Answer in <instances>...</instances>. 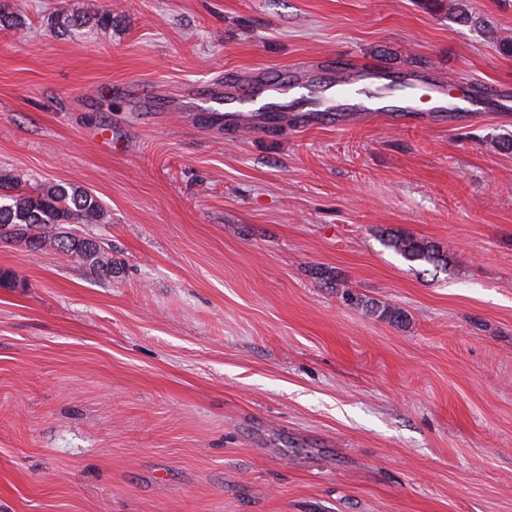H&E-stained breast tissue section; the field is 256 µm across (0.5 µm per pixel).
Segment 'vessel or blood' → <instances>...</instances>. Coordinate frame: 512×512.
I'll use <instances>...</instances> for the list:
<instances>
[{
    "mask_svg": "<svg viewBox=\"0 0 512 512\" xmlns=\"http://www.w3.org/2000/svg\"><path fill=\"white\" fill-rule=\"evenodd\" d=\"M320 90L302 92L293 77L268 76L252 85L225 86L208 114L210 121L230 129H273L284 113L293 111L302 126L332 125L345 114L374 118L394 114L400 123L418 120L423 111L481 112L488 106L512 109V88L480 85L448 94L444 84L406 75L393 77L372 68H343L323 75Z\"/></svg>",
    "mask_w": 512,
    "mask_h": 512,
    "instance_id": "vessel-or-blood-1",
    "label": "vessel or blood"
}]
</instances>
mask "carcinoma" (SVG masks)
<instances>
[{
	"label": "carcinoma",
	"mask_w": 512,
	"mask_h": 512,
	"mask_svg": "<svg viewBox=\"0 0 512 512\" xmlns=\"http://www.w3.org/2000/svg\"><path fill=\"white\" fill-rule=\"evenodd\" d=\"M89 23L74 14L59 13L53 26L72 31ZM104 209L98 198L73 183L45 184L32 192L20 189L19 179L0 174V241H22L36 253L51 245L68 259L89 267L112 271V248L94 237L79 234L77 224H98ZM388 245L408 261H422L435 267L445 263L427 242L410 236H394Z\"/></svg>",
	"instance_id": "cac0c4a2"
}]
</instances>
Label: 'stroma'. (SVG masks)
Here are the masks:
<instances>
[{
    "mask_svg": "<svg viewBox=\"0 0 512 512\" xmlns=\"http://www.w3.org/2000/svg\"><path fill=\"white\" fill-rule=\"evenodd\" d=\"M10 3L0 171L96 195L112 272L0 242V512H512V111L229 132L193 98L340 63L512 86V0ZM388 245L408 261H422L434 267H439L440 264L447 265L434 246L423 240L400 235L390 238Z\"/></svg>",
    "mask_w": 512,
    "mask_h": 512,
    "instance_id": "obj_1",
    "label": "stroma"
}]
</instances>
